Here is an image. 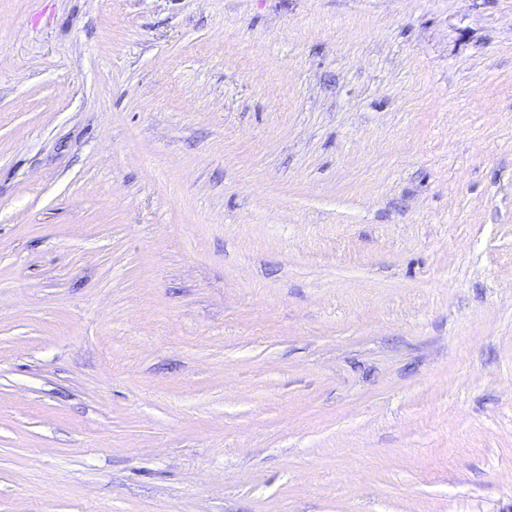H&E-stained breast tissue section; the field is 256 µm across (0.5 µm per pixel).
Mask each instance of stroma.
Here are the masks:
<instances>
[{"label":"stroma","instance_id":"1","mask_svg":"<svg viewBox=\"0 0 512 512\" xmlns=\"http://www.w3.org/2000/svg\"><path fill=\"white\" fill-rule=\"evenodd\" d=\"M0 512H512V0H0Z\"/></svg>","mask_w":512,"mask_h":512}]
</instances>
